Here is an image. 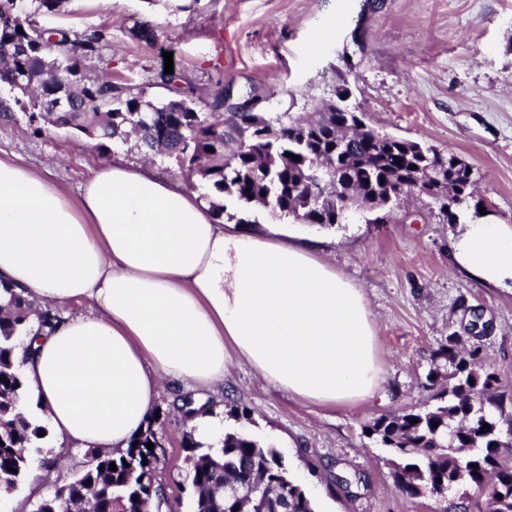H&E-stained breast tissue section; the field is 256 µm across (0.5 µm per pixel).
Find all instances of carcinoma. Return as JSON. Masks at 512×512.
I'll return each mask as SVG.
<instances>
[{
	"instance_id": "1",
	"label": "carcinoma",
	"mask_w": 512,
	"mask_h": 512,
	"mask_svg": "<svg viewBox=\"0 0 512 512\" xmlns=\"http://www.w3.org/2000/svg\"><path fill=\"white\" fill-rule=\"evenodd\" d=\"M32 2L34 10L25 13L20 0H0V80L21 94L22 108L57 128L107 141L133 136L145 153H166L183 172L198 174L219 193L237 199L239 224L257 223L253 209L259 207L281 218L332 226L340 193L325 176L327 168L342 166L352 193L382 200L394 183L412 177L411 166L437 161L410 143L373 142L345 127L343 115L327 105L306 123L287 112H226L221 88L211 112H199L193 90L162 70L154 73V84L170 97L155 104L136 84L87 75V66L102 60L108 45L105 30L73 35L41 30L36 13L53 12L63 0ZM449 177L460 189L454 201L461 207L457 218L468 211L480 216L476 180L464 170ZM0 294L8 296L10 310L0 318V489L9 492L28 474V450L37 447L47 429L18 407L23 381L15 365L16 336L31 304L7 286ZM459 343L451 336L440 349L451 367L450 383L434 393L433 403L381 416L367 428L387 448L394 484L407 496L434 497L441 489L464 485L472 512H484L492 502L496 512H512V466L499 462L503 434L512 435V413L489 411L499 407L491 395L497 377L477 365L478 349L464 352ZM486 424L490 429L481 431ZM132 442L136 446L119 457L90 451L83 472L48 493L36 512H63L66 503L74 512H146L151 498H164L156 478L158 457L147 449L149 442L158 445L153 424ZM182 447L196 488L193 512H315L305 489L289 478L280 454L245 433H224L217 455L191 434L184 435ZM112 463L117 470H110ZM231 480L258 483L263 492L230 498L223 489Z\"/></svg>"
}]
</instances>
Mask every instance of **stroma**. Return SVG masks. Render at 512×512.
Returning a JSON list of instances; mask_svg holds the SVG:
<instances>
[{
	"mask_svg": "<svg viewBox=\"0 0 512 512\" xmlns=\"http://www.w3.org/2000/svg\"><path fill=\"white\" fill-rule=\"evenodd\" d=\"M36 20L44 28L108 30L104 65L144 86L154 102L167 96L151 80L168 52L200 112L221 89L228 112L255 103L306 117L349 89V106L373 129L463 158L488 212L512 224V0H174L154 11L143 0H63ZM139 22L155 27L154 41L136 38ZM16 98L0 89V157L51 170L63 195L76 196L102 160L146 158L160 179L183 176L174 158L145 157L132 138L103 143L48 124L34 132ZM457 229L438 203L416 191L388 216L363 211L349 223L319 228L321 257L365 291L383 369L379 391L350 405H307L235 359L225 365L223 384L199 395L162 388L156 474L173 512H192L181 446L194 430L181 408L189 396L201 418L226 421L231 408L246 411L240 428L282 454L316 512H436L435 498H411L395 487L387 451L364 428L428 400V375L447 371L437 353L452 336L479 347L512 412V291L458 270L451 260ZM87 461L86 449L74 448L44 478L28 473L0 499V512H33L36 480L50 490L66 485ZM338 475L359 482L342 490Z\"/></svg>",
	"mask_w": 512,
	"mask_h": 512,
	"instance_id": "35a3bbf8",
	"label": "stroma"
}]
</instances>
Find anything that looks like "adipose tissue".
I'll list each match as a JSON object with an SVG mask.
<instances>
[{
  "mask_svg": "<svg viewBox=\"0 0 512 512\" xmlns=\"http://www.w3.org/2000/svg\"><path fill=\"white\" fill-rule=\"evenodd\" d=\"M452 261L512 290V224L464 217ZM1 283L34 305L89 306L16 351L19 404L44 412L61 450L125 453L162 382L222 383L234 357L315 406L383 380L362 287L308 244L225 228L143 165L100 163L73 200L0 158Z\"/></svg>",
  "mask_w": 512,
  "mask_h": 512,
  "instance_id": "ef3b65f1",
  "label": "adipose tissue"
}]
</instances>
